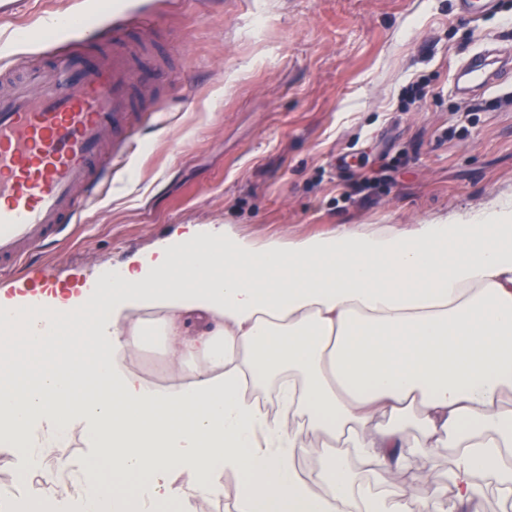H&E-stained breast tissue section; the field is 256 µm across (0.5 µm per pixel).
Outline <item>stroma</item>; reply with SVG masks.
<instances>
[{"instance_id": "stroma-1", "label": "stroma", "mask_w": 512, "mask_h": 512, "mask_svg": "<svg viewBox=\"0 0 512 512\" xmlns=\"http://www.w3.org/2000/svg\"><path fill=\"white\" fill-rule=\"evenodd\" d=\"M128 11L159 29L137 58L155 114L80 223L0 277V296L75 287L189 224L288 239L407 227L512 195V82L461 95L453 78L482 47L512 48V0L476 21L458 0H16L0 15V75L71 37L103 45ZM77 13L87 25L24 36L30 17ZM447 473V449L417 451L399 483L423 498ZM239 483L221 474L184 512H236ZM43 494L0 447V500Z\"/></svg>"}]
</instances>
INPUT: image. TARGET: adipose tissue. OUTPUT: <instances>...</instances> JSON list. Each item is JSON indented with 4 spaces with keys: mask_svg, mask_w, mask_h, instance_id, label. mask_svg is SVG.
I'll return each mask as SVG.
<instances>
[{
    "mask_svg": "<svg viewBox=\"0 0 512 512\" xmlns=\"http://www.w3.org/2000/svg\"><path fill=\"white\" fill-rule=\"evenodd\" d=\"M0 308L29 313L8 341L36 379L0 393V446L24 461L68 447L78 424L154 504L210 495L227 470L237 512H480L488 483L512 497V201L261 243L191 226L111 279ZM155 330L194 364L185 382L128 366ZM87 377L103 388L91 399L75 392ZM270 386L272 406L253 400ZM311 432L323 494L295 466ZM415 447L449 455L447 485L424 499L396 482ZM78 480L81 512H126L123 490L99 497L98 465Z\"/></svg>",
    "mask_w": 512,
    "mask_h": 512,
    "instance_id": "ef3b65f1",
    "label": "adipose tissue"
}]
</instances>
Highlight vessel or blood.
Listing matches in <instances>:
<instances>
[{"label": "vessel or blood", "mask_w": 512, "mask_h": 512, "mask_svg": "<svg viewBox=\"0 0 512 512\" xmlns=\"http://www.w3.org/2000/svg\"><path fill=\"white\" fill-rule=\"evenodd\" d=\"M155 36L152 17L117 19L111 50L58 53L14 69L0 90V275L16 273L35 248L57 240L111 183L112 162L124 157L145 105L126 47ZM511 72V50L482 51L459 65L457 89L465 94Z\"/></svg>", "instance_id": "1"}]
</instances>
